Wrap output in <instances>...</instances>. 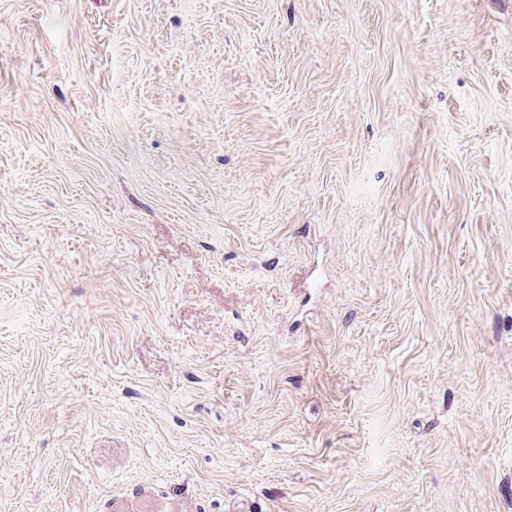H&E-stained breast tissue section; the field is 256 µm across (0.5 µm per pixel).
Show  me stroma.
Returning <instances> with one entry per match:
<instances>
[{"label": "stroma", "instance_id": "obj_1", "mask_svg": "<svg viewBox=\"0 0 512 512\" xmlns=\"http://www.w3.org/2000/svg\"><path fill=\"white\" fill-rule=\"evenodd\" d=\"M0 512H512V0H0Z\"/></svg>", "mask_w": 512, "mask_h": 512}]
</instances>
